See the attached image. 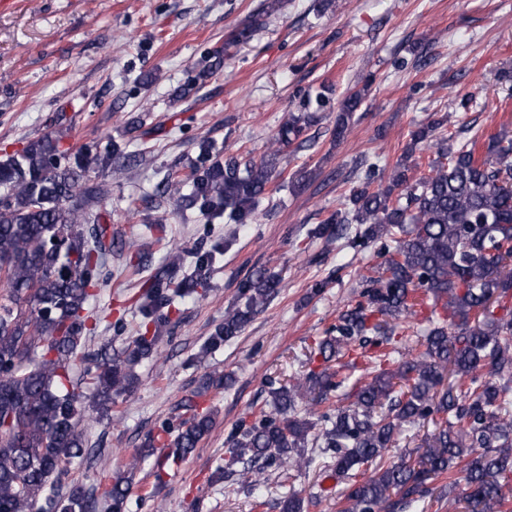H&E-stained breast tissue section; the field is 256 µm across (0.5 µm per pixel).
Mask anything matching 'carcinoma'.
I'll return each instance as SVG.
<instances>
[{"label": "carcinoma", "instance_id": "1", "mask_svg": "<svg viewBox=\"0 0 512 512\" xmlns=\"http://www.w3.org/2000/svg\"><path fill=\"white\" fill-rule=\"evenodd\" d=\"M282 0H266L249 24L231 30L224 43L207 50L193 75L176 91L185 98L224 67L230 49L248 42L278 12ZM368 94V85L339 103L332 136H343ZM330 97L321 94L288 112L273 137L276 149L244 165L221 158L210 138L195 141L197 157L186 179L165 177L155 189L159 210L196 208L212 218L251 224L277 175L280 149L299 141ZM434 119L412 133L403 159L390 174L364 156L362 183L348 197L349 209L330 214L315 236L346 235L362 228L352 245L381 242L373 275L364 278L362 300L339 313L318 345V368L305 380L277 386L229 433L228 459L215 467L224 476L240 473L257 499L274 466L309 468L330 460L323 473L346 485L343 512H401L425 507L433 496L448 506L465 501L468 512H512V135L489 138L486 154L476 142L454 145ZM59 130L0 156V512H97L98 500L122 512L131 483L117 478L86 495L78 486L61 491L62 478L80 468L92 445L82 426V394L92 389L93 407L110 416L113 397L134 389L135 366L158 354L162 310L187 294H198L202 278L176 279L183 257L175 252L170 272L142 292L139 312L145 332L122 360L90 350L84 315L103 255L112 251L111 212L102 206L108 189L92 174L112 166L118 147L108 142L92 153L64 146ZM438 148L429 173L411 181L410 160ZM191 191L183 192L186 184ZM278 276L258 270L243 279L239 304L224 313L209 337L217 347L240 335L278 293ZM445 312L421 334L424 349L408 344L420 295ZM369 378L354 390L342 388L359 359ZM452 382L441 393L445 375ZM307 409L298 412L299 405ZM189 417L166 420L149 445L167 440L185 458L213 426V414L184 404ZM429 421L416 461L389 456L398 437ZM318 453H307L308 447ZM467 490L455 495L456 474ZM448 480L434 494L430 483Z\"/></svg>", "mask_w": 512, "mask_h": 512}]
</instances>
